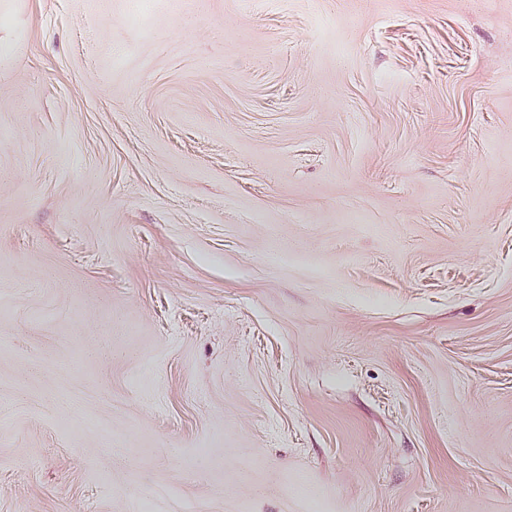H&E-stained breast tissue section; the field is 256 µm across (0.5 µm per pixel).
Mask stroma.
Instances as JSON below:
<instances>
[{
  "mask_svg": "<svg viewBox=\"0 0 512 512\" xmlns=\"http://www.w3.org/2000/svg\"><path fill=\"white\" fill-rule=\"evenodd\" d=\"M0 512H512V0H0Z\"/></svg>",
  "mask_w": 512,
  "mask_h": 512,
  "instance_id": "obj_1",
  "label": "stroma"
}]
</instances>
